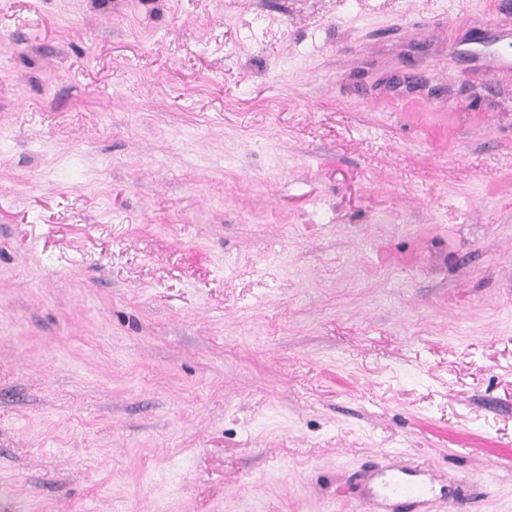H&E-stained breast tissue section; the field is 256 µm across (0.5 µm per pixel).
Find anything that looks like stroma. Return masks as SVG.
Instances as JSON below:
<instances>
[{
  "instance_id": "stroma-1",
  "label": "stroma",
  "mask_w": 512,
  "mask_h": 512,
  "mask_svg": "<svg viewBox=\"0 0 512 512\" xmlns=\"http://www.w3.org/2000/svg\"><path fill=\"white\" fill-rule=\"evenodd\" d=\"M505 15L0 0L14 512H360L397 456L512 512Z\"/></svg>"
}]
</instances>
